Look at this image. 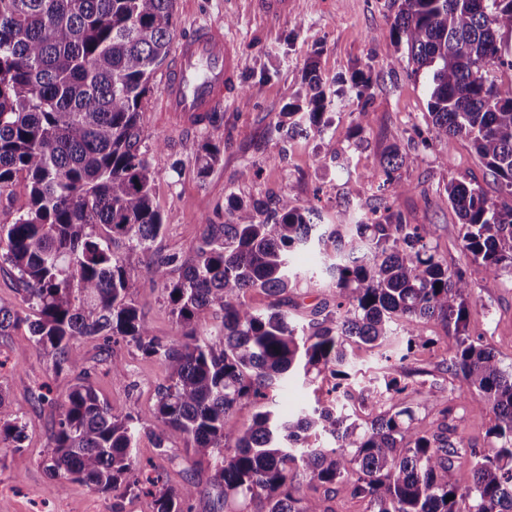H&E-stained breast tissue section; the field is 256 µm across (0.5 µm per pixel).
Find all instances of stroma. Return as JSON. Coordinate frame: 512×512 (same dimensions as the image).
I'll list each match as a JSON object with an SVG mask.
<instances>
[{"mask_svg":"<svg viewBox=\"0 0 512 512\" xmlns=\"http://www.w3.org/2000/svg\"><path fill=\"white\" fill-rule=\"evenodd\" d=\"M395 9L392 0H293L288 15L266 16L258 0H175L178 34L195 23L223 27L224 36L239 50L238 90L224 103V120L214 129L184 126L177 115L161 111L162 75H155L142 106L148 137L147 156L154 172L153 194L164 230L152 245L156 255L186 258L200 237L206 218L223 212L228 196L246 201L286 194L298 204L316 201L323 223L352 224L376 206V185L367 175L390 147L410 149L427 135L429 99L426 77L413 73L405 51L396 49L388 33ZM316 60L327 90L336 78L356 69L369 71L373 94L359 139H351L359 105L351 90L335 94L329 123L323 132L290 139L283 160H270L281 138L278 116L300 89L308 60ZM218 139L224 144L220 161L206 178H199L193 159L184 153L187 142ZM403 191L389 204L408 224H428L432 244L449 268L463 269L470 282L469 332L495 351L503 366L512 367V276L490 280L483 267L465 254L461 221L449 205L445 188L462 182L499 198L492 177L470 143L460 138L433 142L420 150L414 166L402 169ZM300 274L289 289V314L308 321L311 311L333 299V289L320 272V256L298 252ZM130 294L154 336L168 339L177 327L168 294L152 272L132 273ZM429 343L417 346L418 367L430 370L436 401L425 392L413 394L418 417L438 419V407L450 404L458 433L480 446L494 416L477 399L454 404L446 375L436 365L455 346V338L440 323H428ZM83 370L55 373L30 340L27 324L0 335V389L26 424L20 452L0 461V512H153L151 497L121 491L102 493L79 482L51 493L50 476L41 460L49 452L59 418V406L78 381L88 382L113 414L148 417L165 371L155 359L120 341L110 345L95 337L72 344ZM122 367L124 376L113 375ZM50 390L49 402L34 399L39 387ZM133 453L150 475H162L171 486L207 483L208 463L174 442L159 455L149 437H141Z\"/></svg>","mask_w":512,"mask_h":512,"instance_id":"1","label":"stroma"}]
</instances>
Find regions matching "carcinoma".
<instances>
[{
    "mask_svg": "<svg viewBox=\"0 0 512 512\" xmlns=\"http://www.w3.org/2000/svg\"><path fill=\"white\" fill-rule=\"evenodd\" d=\"M389 30L413 72H427L429 141L461 137L499 185L501 200L450 183L448 203L462 220V248L489 279L512 273V0H393ZM174 0H0V189L23 173L30 204L0 225V258L17 272L28 314L0 306V333L28 322L40 355L57 372L80 368L72 341L122 339L164 366L150 425L115 415L89 384L60 404L52 449L42 465L59 493L78 481L100 492L118 487L152 498L153 512H191V501L262 503V512H327L319 489L365 503V512H512V369L468 330L466 272L450 269L431 246L427 224H407L385 198L356 224L314 222L316 207L288 195L246 203L234 196L224 222L205 220L184 261L149 257L164 229L154 203L142 98L176 37ZM350 88L368 104L370 75L357 70ZM332 100L317 64L303 91L282 112L286 135L322 132ZM185 153L204 178L220 146L191 141ZM418 155L398 147L370 173L381 193L401 188L397 172ZM335 256L325 271L336 288L334 309L299 324L280 303L253 309L252 290L277 297L298 273L301 248ZM148 265L163 281L177 333L151 334L129 294L132 272ZM179 275L169 278L170 267ZM222 312L220 326L202 321ZM440 321L456 338L442 360L457 398L476 394L494 423L481 448L457 435L453 408L438 410L432 428L416 417L410 397L428 371L408 360L429 344L425 325ZM399 323L407 337L401 378L357 385L355 348H379ZM334 380L332 407L304 406L281 417L276 398L296 371ZM388 404L362 426L345 413L352 399ZM263 404L247 427L231 411ZM147 430L159 454L181 441L211 461L208 485L179 488L145 476L133 455ZM23 418L0 391V451L19 452ZM472 465L462 486L463 455ZM308 478L301 491L299 475ZM451 496L453 500L446 501Z\"/></svg>",
    "mask_w": 512,
    "mask_h": 512,
    "instance_id": "cac0c4a2",
    "label": "carcinoma"
}]
</instances>
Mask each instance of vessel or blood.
Masks as SVG:
<instances>
[{
  "mask_svg": "<svg viewBox=\"0 0 512 512\" xmlns=\"http://www.w3.org/2000/svg\"><path fill=\"white\" fill-rule=\"evenodd\" d=\"M239 59L220 27L194 25L179 40L174 60L163 80L160 108L204 126L211 113L224 109L236 84Z\"/></svg>",
  "mask_w": 512,
  "mask_h": 512,
  "instance_id": "obj_1",
  "label": "vessel or blood"
}]
</instances>
